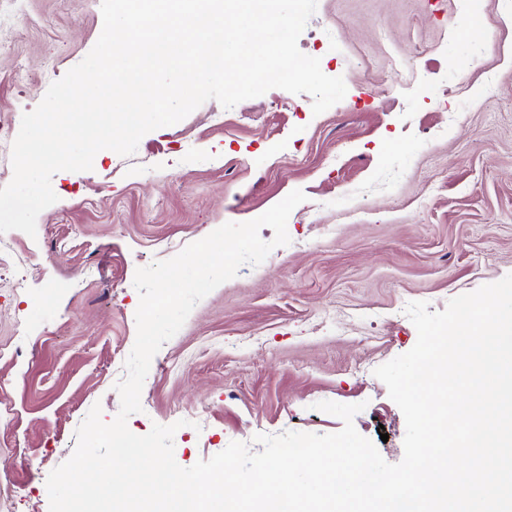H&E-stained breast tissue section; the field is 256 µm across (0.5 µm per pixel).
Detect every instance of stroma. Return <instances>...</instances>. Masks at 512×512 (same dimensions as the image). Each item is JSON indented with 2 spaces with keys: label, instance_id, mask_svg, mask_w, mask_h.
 I'll list each match as a JSON object with an SVG mask.
<instances>
[{
  "label": "stroma",
  "instance_id": "obj_1",
  "mask_svg": "<svg viewBox=\"0 0 512 512\" xmlns=\"http://www.w3.org/2000/svg\"><path fill=\"white\" fill-rule=\"evenodd\" d=\"M102 0H0V120L19 131L98 40ZM318 0L298 40L342 101L272 89L203 103L56 172L36 236L12 231L29 286L0 295V512H49L46 480L93 405L120 409L117 364L136 339L138 268L300 189L288 245L199 301L153 357L129 430L177 424L191 467L258 434H332L316 403L362 404L356 430L390 463L404 416L375 369L411 350L405 307L444 310L512 273V0ZM388 441H381V433Z\"/></svg>",
  "mask_w": 512,
  "mask_h": 512
}]
</instances>
